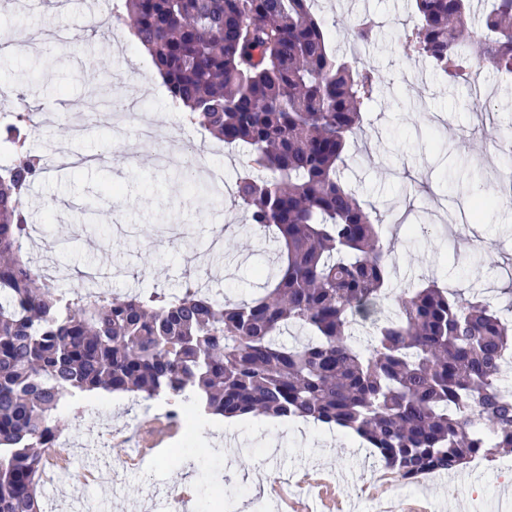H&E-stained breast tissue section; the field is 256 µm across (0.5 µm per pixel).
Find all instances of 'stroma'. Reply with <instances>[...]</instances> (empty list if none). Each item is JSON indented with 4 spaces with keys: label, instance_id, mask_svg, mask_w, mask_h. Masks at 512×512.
<instances>
[{
    "label": "stroma",
    "instance_id": "1",
    "mask_svg": "<svg viewBox=\"0 0 512 512\" xmlns=\"http://www.w3.org/2000/svg\"><path fill=\"white\" fill-rule=\"evenodd\" d=\"M316 15L330 24L338 55L369 63L385 84L363 115V130L346 148L342 181L365 208L385 216L382 233L395 240L391 286L406 289L428 281L478 292L500 311L512 306V204L485 210L468 232L444 221L446 210L473 204L469 188L497 185L512 162V78L481 69L480 94L466 84H448L422 59L406 58L399 35L413 26L411 0H316ZM377 23L372 42L357 43L353 25L362 16ZM84 0L64 10L20 8L0 0V97L54 111L53 121L31 135L34 154L50 157L64 143L91 157V164L48 170L25 202L29 216L27 254L62 287L84 290L94 272L97 290L124 294L142 288L172 291L194 275L212 291L241 301L256 295L260 274L275 259L271 241L253 233L231 204L237 171L248 155L197 132L173 138L180 114L154 78L150 56L135 49L124 28L90 29ZM66 23L74 40L58 47L46 32ZM112 85L129 112L108 113L97 104ZM152 121L168 159L156 166V149L139 146L131 116ZM456 130L457 149L448 132ZM223 169L217 181L195 172L196 159ZM488 252H475L477 241ZM66 474L44 481V512H167L166 493L182 487L181 512H273L275 481L291 477L299 503L324 512L337 499L341 512L357 503L372 512L374 497L400 508L448 512H512V453L482 467H467L461 481L433 478L420 488L373 481L372 457L338 430L307 438L303 429L259 420L240 422L218 435L233 451L211 450V425L195 441L170 439L156 456L130 463L145 426L164 417L145 403L114 395L87 403L68 419Z\"/></svg>",
    "mask_w": 512,
    "mask_h": 512
}]
</instances>
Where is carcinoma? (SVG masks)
<instances>
[{
    "label": "carcinoma",
    "mask_w": 512,
    "mask_h": 512,
    "mask_svg": "<svg viewBox=\"0 0 512 512\" xmlns=\"http://www.w3.org/2000/svg\"><path fill=\"white\" fill-rule=\"evenodd\" d=\"M314 0H118L116 20L146 51L187 121L249 163L234 198L250 228L277 241L281 266L246 301L185 277L180 291L68 293L27 261L23 202L45 173L25 149L35 112L0 133V512H42L46 458L63 411L101 392L164 400L190 422L221 416L301 418L374 449L391 474L454 472L512 449V320L480 294L429 282L388 290L391 244L380 218L342 183L347 141L380 74L340 58ZM404 53L450 82L490 64L512 76V0H492L479 31L470 0H413ZM376 22L353 28L370 41ZM372 321L365 350L354 336ZM290 326L310 332L290 345Z\"/></svg>",
    "instance_id": "cac0c4a2"
}]
</instances>
